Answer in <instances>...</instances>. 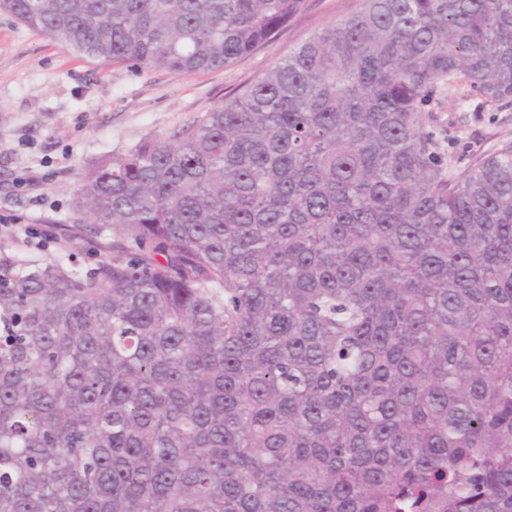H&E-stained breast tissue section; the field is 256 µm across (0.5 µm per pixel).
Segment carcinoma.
<instances>
[{"label":"carcinoma","mask_w":512,"mask_h":512,"mask_svg":"<svg viewBox=\"0 0 512 512\" xmlns=\"http://www.w3.org/2000/svg\"><path fill=\"white\" fill-rule=\"evenodd\" d=\"M305 0H0L91 62L233 64ZM512 0H362L88 168L85 269L0 257V512H512ZM432 129L448 153L449 167L462 174L495 149L512 142V98L496 105L482 104L475 92L466 100L437 95ZM440 102L435 106L436 102Z\"/></svg>","instance_id":"obj_1"}]
</instances>
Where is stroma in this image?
<instances>
[{"instance_id":"1","label":"stroma","mask_w":512,"mask_h":512,"mask_svg":"<svg viewBox=\"0 0 512 512\" xmlns=\"http://www.w3.org/2000/svg\"><path fill=\"white\" fill-rule=\"evenodd\" d=\"M360 0H306L275 36L232 65L199 73L90 62L0 12V256L88 263L94 235L75 206L84 172L101 158L171 136L260 78ZM432 128L463 173L512 142V98L440 97Z\"/></svg>"}]
</instances>
